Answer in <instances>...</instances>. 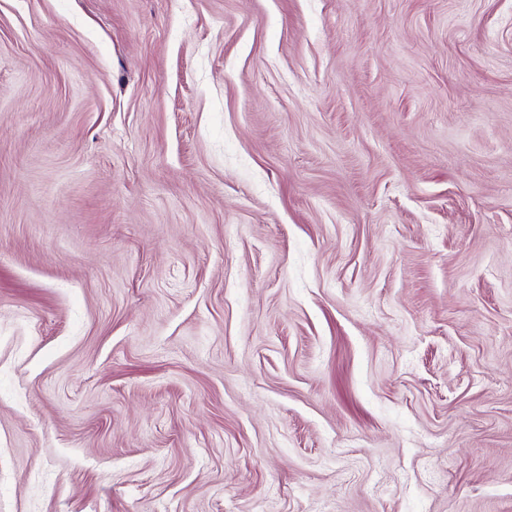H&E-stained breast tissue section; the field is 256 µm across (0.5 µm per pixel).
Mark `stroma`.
<instances>
[{
    "label": "stroma",
    "instance_id": "1",
    "mask_svg": "<svg viewBox=\"0 0 512 512\" xmlns=\"http://www.w3.org/2000/svg\"><path fill=\"white\" fill-rule=\"evenodd\" d=\"M0 512H512V0H0Z\"/></svg>",
    "mask_w": 512,
    "mask_h": 512
}]
</instances>
